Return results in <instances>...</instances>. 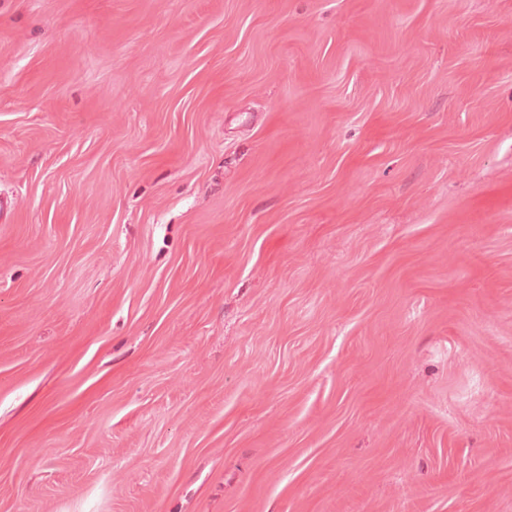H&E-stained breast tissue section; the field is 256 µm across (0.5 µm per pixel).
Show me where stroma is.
Returning a JSON list of instances; mask_svg holds the SVG:
<instances>
[{"label": "stroma", "instance_id": "obj_1", "mask_svg": "<svg viewBox=\"0 0 512 512\" xmlns=\"http://www.w3.org/2000/svg\"><path fill=\"white\" fill-rule=\"evenodd\" d=\"M0 512H512V0H0Z\"/></svg>", "mask_w": 512, "mask_h": 512}]
</instances>
